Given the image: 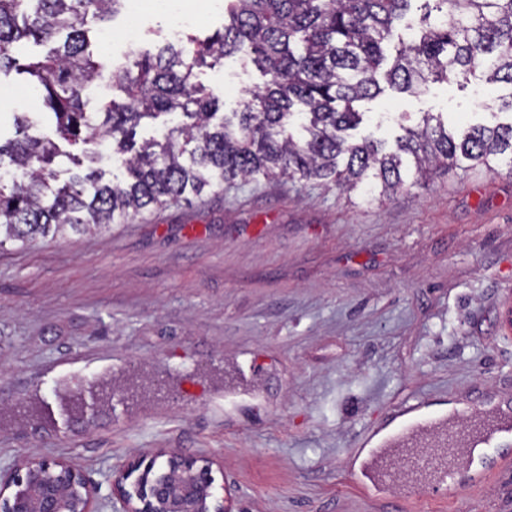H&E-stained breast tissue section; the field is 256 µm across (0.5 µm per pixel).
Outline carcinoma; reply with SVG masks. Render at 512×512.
<instances>
[{
	"mask_svg": "<svg viewBox=\"0 0 512 512\" xmlns=\"http://www.w3.org/2000/svg\"><path fill=\"white\" fill-rule=\"evenodd\" d=\"M413 0H224V32L200 42L163 39L133 48L108 74L112 95L85 110L84 87L103 76L89 50L88 19L108 23L125 0H0V73L27 76L55 117L57 139L37 135L25 116L18 137L0 143V246L23 244L67 228L91 231L154 206L189 200L235 179H319L350 191L370 184L388 196L420 184L436 167L483 166L512 159V122L475 125L459 139L430 113L405 129L397 150L348 131L357 102L381 92L378 75L396 23ZM416 38L385 72L389 86L418 94L428 84L481 73L485 83L512 86V0H424ZM64 36L46 55L21 63L16 44ZM241 53L269 76L243 107L217 124V102L195 70ZM178 114L161 137L134 147L144 120ZM110 137L124 178L93 167L61 183L50 168L59 142Z\"/></svg>",
	"mask_w": 512,
	"mask_h": 512,
	"instance_id": "1",
	"label": "carcinoma"
}]
</instances>
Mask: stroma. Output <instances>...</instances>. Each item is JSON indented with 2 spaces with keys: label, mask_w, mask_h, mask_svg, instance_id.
Returning a JSON list of instances; mask_svg holds the SVG:
<instances>
[{
  "label": "stroma",
  "mask_w": 512,
  "mask_h": 512,
  "mask_svg": "<svg viewBox=\"0 0 512 512\" xmlns=\"http://www.w3.org/2000/svg\"><path fill=\"white\" fill-rule=\"evenodd\" d=\"M238 110L266 78L198 70ZM512 86L450 79L356 103V137L394 145L423 113L450 133L512 121ZM37 104H0V139ZM512 166L437 170L381 197L258 176L78 234L0 247V473L60 458L119 512L120 467L208 459L233 512H512V460L448 493L360 494L347 454L422 397L512 394Z\"/></svg>",
  "instance_id": "stroma-1"
}]
</instances>
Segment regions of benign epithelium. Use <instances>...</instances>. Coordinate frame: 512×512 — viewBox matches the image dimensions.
<instances>
[{
  "label": "benign epithelium",
  "instance_id": "1",
  "mask_svg": "<svg viewBox=\"0 0 512 512\" xmlns=\"http://www.w3.org/2000/svg\"><path fill=\"white\" fill-rule=\"evenodd\" d=\"M166 457L165 470L155 472ZM120 485L123 512H232L213 492L210 466L197 457L159 452L140 459ZM0 512H98L93 491L80 471L42 458L19 467L0 484Z\"/></svg>",
  "mask_w": 512,
  "mask_h": 512
}]
</instances>
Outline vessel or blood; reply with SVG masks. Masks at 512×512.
Masks as SVG:
<instances>
[{"label":"vessel or blood","instance_id":"1","mask_svg":"<svg viewBox=\"0 0 512 512\" xmlns=\"http://www.w3.org/2000/svg\"><path fill=\"white\" fill-rule=\"evenodd\" d=\"M480 404L481 411L461 429L448 425L421 401L396 409L392 417L397 427L380 435L379 449L372 454L374 485L407 483L447 489L454 478L475 465L465 454L467 448L480 443L496 449L511 447L512 409L491 395L483 396Z\"/></svg>","mask_w":512,"mask_h":512}]
</instances>
